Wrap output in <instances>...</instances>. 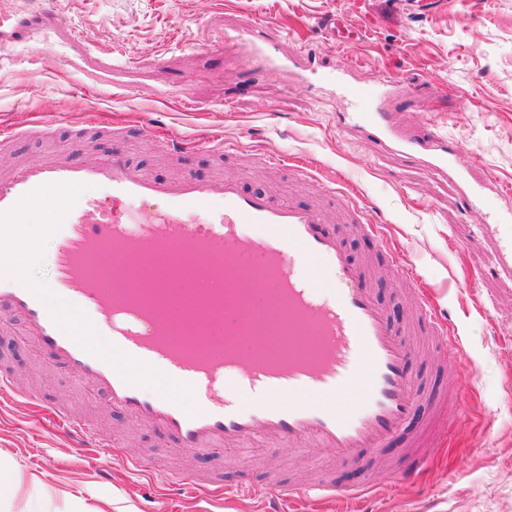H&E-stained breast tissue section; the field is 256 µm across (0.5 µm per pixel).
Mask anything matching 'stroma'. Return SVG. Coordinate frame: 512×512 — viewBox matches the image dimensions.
<instances>
[{
  "mask_svg": "<svg viewBox=\"0 0 512 512\" xmlns=\"http://www.w3.org/2000/svg\"><path fill=\"white\" fill-rule=\"evenodd\" d=\"M47 8L62 31L83 36L84 69H59L53 46L43 42L0 45V128L21 131L0 144V173L53 149L78 161L120 150L147 176H187L203 187L232 175L250 191L327 206L329 226L350 257L373 258L375 239L345 224L337 201L323 191V179H335L384 225L458 329L454 361H411L421 388L416 415L380 455L348 463L330 452L274 454L255 441L248 451L257 468H280L294 481L312 479L323 466L335 478L357 473L359 482L374 484L364 512H512V277L493 274L495 244L481 237L482 225L512 211V0H0V30ZM339 14L360 33L359 43L330 38L329 23ZM266 23L283 32L266 42L268 55L289 59L290 67L267 68L248 52L245 29ZM308 45L324 70L352 68L370 85L405 82L413 104L389 103L394 123L411 135L432 130L447 138L458 164L471 167L472 182L493 179L499 193L481 210H462V186L450 174L340 126L351 110L350 92L304 71ZM148 122L175 140L221 137L243 150L169 154L144 131ZM265 155L302 164L308 178L259 164ZM29 221L39 240L28 275L47 286L55 240L45 207L33 208ZM367 285L385 310H398L392 325L404 326L411 284L389 271L370 275ZM23 330L20 316L0 318V370L133 453L164 446L161 432L105 408L94 385L75 384L44 362ZM442 401L444 423L434 432L428 469L415 483L397 481L393 467ZM87 454L89 463H79L54 422L0 393V455L22 475L8 512H68L71 494L83 512L109 503L144 512L140 478L117 464L106 467L97 449ZM166 465L212 472L231 489L246 477L239 453L221 448L189 460L170 456Z\"/></svg>",
  "mask_w": 512,
  "mask_h": 512,
  "instance_id": "1",
  "label": "stroma"
}]
</instances>
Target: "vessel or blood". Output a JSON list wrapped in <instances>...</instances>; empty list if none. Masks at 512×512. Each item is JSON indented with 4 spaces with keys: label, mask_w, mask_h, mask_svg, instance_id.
Returning a JSON list of instances; mask_svg holds the SVG:
<instances>
[{
    "label": "vessel or blood",
    "mask_w": 512,
    "mask_h": 512,
    "mask_svg": "<svg viewBox=\"0 0 512 512\" xmlns=\"http://www.w3.org/2000/svg\"><path fill=\"white\" fill-rule=\"evenodd\" d=\"M56 26L49 10L9 37L21 40L35 29L49 38ZM401 93L392 80L354 88L353 113L366 134L382 147L466 182L460 207L479 206L482 184L469 183L468 168L457 165L440 135L412 139L395 129L385 106ZM99 188L104 191L100 197L95 194ZM325 191L337 195L333 184H326ZM337 197L355 223L380 238L388 269L412 280V270L398 249L383 240L369 212L346 196ZM40 203L46 204L48 221L57 227L54 279L47 288L11 270L16 227ZM327 222L321 207L248 192L231 176L203 188L189 178L165 182L141 175L120 152L81 164L53 151L0 174V300L22 315L48 363L77 383L98 385L113 408L162 431L176 454L190 457L215 447L237 451L245 441L259 440L291 451L316 455L328 449L344 459L360 460L383 448L413 420L420 386L408 368L414 348L398 339L397 329L365 285V268L349 258ZM247 224L260 226L262 237L247 236ZM491 232L499 243L502 270L512 273V225L498 224ZM108 242L136 257L164 244L195 243L197 269L226 283H244L257 269L269 270L273 277L266 289L284 308L287 346L269 345L264 328L255 330L248 343L221 337L194 354L169 345L167 328L130 288L129 267L113 270L110 288L89 274L87 259ZM416 298L414 323L432 338L435 359L447 361L460 347L455 330L436 311L430 292H417ZM65 312L75 320L67 333L61 330ZM102 330L112 338L111 351L89 341ZM145 367L185 387L186 396L173 395L170 383L146 391L138 375ZM228 376L236 381L233 397L219 405L196 399L197 391L223 387ZM53 414L74 448H98L110 460L155 475L152 457L134 455L61 409ZM429 462L425 452H413L395 466L394 475L417 480ZM164 486L154 512H165L169 497L189 489L204 499L225 495L221 481L187 471L169 475ZM371 490L368 484L345 487L332 481L303 485L248 480L237 488L240 494L275 504L321 498L348 504Z\"/></svg>",
    "instance_id": "obj_1"
}]
</instances>
